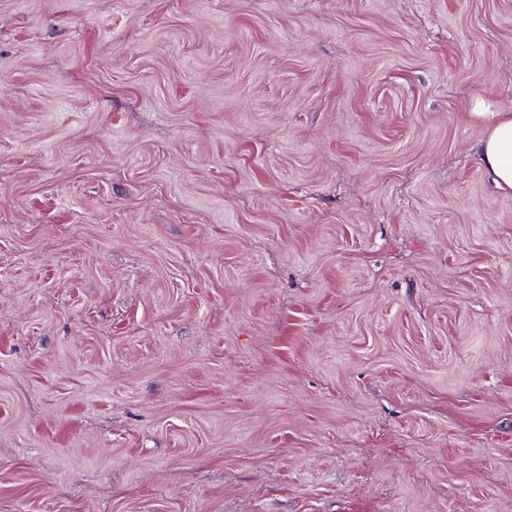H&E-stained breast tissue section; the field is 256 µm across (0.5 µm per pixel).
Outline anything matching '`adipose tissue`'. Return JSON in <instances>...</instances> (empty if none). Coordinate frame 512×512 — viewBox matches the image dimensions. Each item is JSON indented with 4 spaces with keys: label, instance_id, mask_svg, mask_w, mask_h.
I'll use <instances>...</instances> for the list:
<instances>
[{
    "label": "adipose tissue",
    "instance_id": "obj_1",
    "mask_svg": "<svg viewBox=\"0 0 512 512\" xmlns=\"http://www.w3.org/2000/svg\"><path fill=\"white\" fill-rule=\"evenodd\" d=\"M471 115L483 128V167L498 189L512 192V113L494 109L479 99L473 103Z\"/></svg>",
    "mask_w": 512,
    "mask_h": 512
}]
</instances>
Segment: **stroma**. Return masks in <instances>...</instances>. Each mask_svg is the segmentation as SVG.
<instances>
[{
	"mask_svg": "<svg viewBox=\"0 0 512 512\" xmlns=\"http://www.w3.org/2000/svg\"><path fill=\"white\" fill-rule=\"evenodd\" d=\"M512 0H0V512H512ZM471 116L483 127L480 161L495 186L512 192V113L494 109L483 99L476 100Z\"/></svg>",
	"mask_w": 512,
	"mask_h": 512,
	"instance_id": "obj_1",
	"label": "stroma"
}]
</instances>
